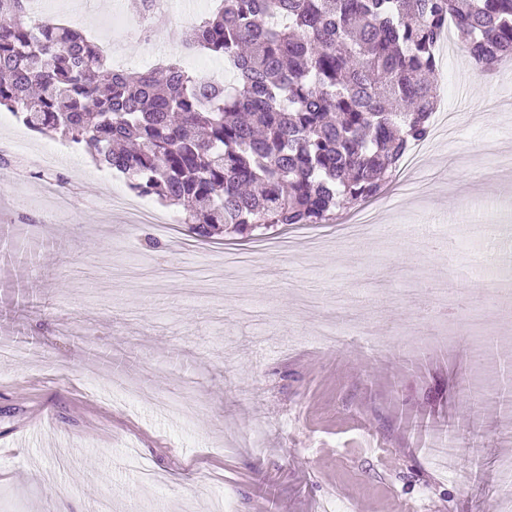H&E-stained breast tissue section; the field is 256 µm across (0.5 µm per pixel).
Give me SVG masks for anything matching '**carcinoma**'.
I'll list each match as a JSON object with an SVG mask.
<instances>
[{
	"instance_id": "cac0c4a2",
	"label": "carcinoma",
	"mask_w": 512,
	"mask_h": 512,
	"mask_svg": "<svg viewBox=\"0 0 512 512\" xmlns=\"http://www.w3.org/2000/svg\"><path fill=\"white\" fill-rule=\"evenodd\" d=\"M30 9L0 0V108L185 206L201 241L327 224L382 194L430 133L446 20L476 65L512 59V0H224L187 43L233 65L228 91L178 63L115 74Z\"/></svg>"
}]
</instances>
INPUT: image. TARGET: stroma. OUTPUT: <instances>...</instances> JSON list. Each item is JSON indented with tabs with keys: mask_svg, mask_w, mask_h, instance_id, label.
<instances>
[{
	"mask_svg": "<svg viewBox=\"0 0 512 512\" xmlns=\"http://www.w3.org/2000/svg\"><path fill=\"white\" fill-rule=\"evenodd\" d=\"M184 15L155 23L164 60ZM438 95L459 115L384 203L373 230L336 224L158 236L112 211L86 153L63 155L68 213L36 179L58 136L0 166V512H512L496 463L512 401V297L486 287L512 226V78L463 61ZM254 255L238 278L223 253ZM356 331L331 346L320 332ZM459 427L455 482L429 465L426 422ZM264 429L262 448L244 447Z\"/></svg>",
	"mask_w": 512,
	"mask_h": 512,
	"instance_id": "obj_1",
	"label": "stroma"
}]
</instances>
